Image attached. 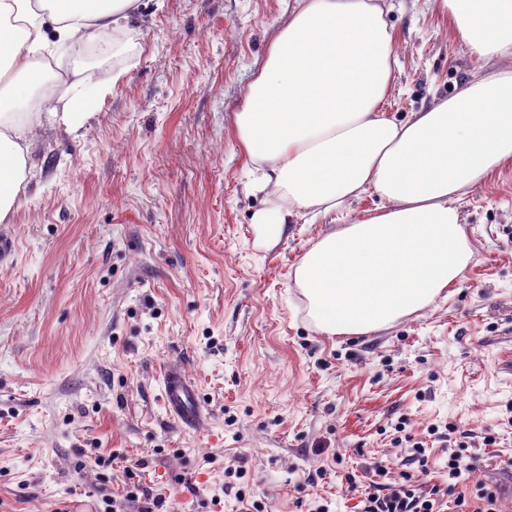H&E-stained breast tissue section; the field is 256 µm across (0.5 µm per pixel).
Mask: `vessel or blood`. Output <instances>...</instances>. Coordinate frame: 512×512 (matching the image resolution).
<instances>
[{"label":"vessel or blood","instance_id":"vessel-or-blood-1","mask_svg":"<svg viewBox=\"0 0 512 512\" xmlns=\"http://www.w3.org/2000/svg\"><path fill=\"white\" fill-rule=\"evenodd\" d=\"M164 405L168 415L188 432L200 430L208 417L199 386L186 370L179 365L167 366L161 378Z\"/></svg>","mask_w":512,"mask_h":512}]
</instances>
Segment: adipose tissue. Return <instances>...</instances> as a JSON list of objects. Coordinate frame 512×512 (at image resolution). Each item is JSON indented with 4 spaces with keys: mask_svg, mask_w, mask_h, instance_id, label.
I'll return each instance as SVG.
<instances>
[{
    "mask_svg": "<svg viewBox=\"0 0 512 512\" xmlns=\"http://www.w3.org/2000/svg\"><path fill=\"white\" fill-rule=\"evenodd\" d=\"M138 0H0V223L26 196L35 132H76L87 88L112 78L73 69L48 76L55 47L80 54L127 24ZM384 0H296L235 114L265 246L289 220L313 224L363 193L382 201L331 228L291 277L310 322L362 336L419 314L458 286L473 259L458 203L512 163V0H436L457 40L490 70L400 120L383 110L397 62ZM95 95V96H96Z\"/></svg>",
    "mask_w": 512,
    "mask_h": 512,
    "instance_id": "adipose-tissue-1",
    "label": "adipose tissue"
}]
</instances>
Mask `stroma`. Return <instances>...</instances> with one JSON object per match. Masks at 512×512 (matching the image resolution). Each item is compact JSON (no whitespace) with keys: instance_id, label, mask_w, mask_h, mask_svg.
I'll use <instances>...</instances> for the list:
<instances>
[{"instance_id":"1","label":"stroma","mask_w":512,"mask_h":512,"mask_svg":"<svg viewBox=\"0 0 512 512\" xmlns=\"http://www.w3.org/2000/svg\"><path fill=\"white\" fill-rule=\"evenodd\" d=\"M295 0H140L101 74L85 131L37 130L27 195L0 223V512H122L140 487L166 512H365L400 485L496 492L512 512V165L460 202L474 257L460 287L364 336H328L289 276L320 234L380 206L290 225L275 248L253 214L234 132ZM404 119L489 62L434 0H386ZM182 365L207 426L164 410ZM427 465H420L418 449ZM470 473L448 480V457ZM246 503H238L237 493Z\"/></svg>"}]
</instances>
